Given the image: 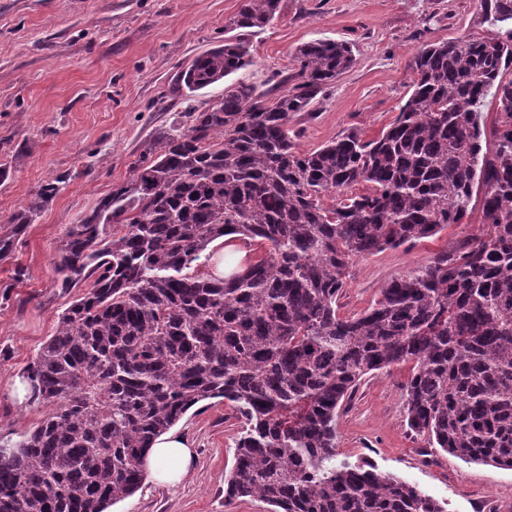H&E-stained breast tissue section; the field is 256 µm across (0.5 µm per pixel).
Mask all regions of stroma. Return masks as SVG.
<instances>
[{"label":"stroma","instance_id":"stroma-1","mask_svg":"<svg viewBox=\"0 0 512 512\" xmlns=\"http://www.w3.org/2000/svg\"><path fill=\"white\" fill-rule=\"evenodd\" d=\"M243 0H0V225L27 208L41 185L59 179L45 204L0 260V442L33 431L46 413L7 390L26 375L79 296L62 285L56 261L69 225L126 181L145 145L183 111L177 77L224 41ZM490 26L478 0H280L267 27L248 35L253 63L237 77L275 97L296 74L291 55L313 40L355 47V65L307 111L291 113L298 151L355 130L377 137L408 99L410 69L431 42L506 32ZM476 224L356 260L340 296L344 315L365 311L392 279L426 264ZM411 374L395 364L362 380L336 421V459L367 461L415 485L447 512H512V469L424 451L406 425ZM242 421L227 404L205 401L176 428L193 460L176 486L143 483L111 512H270L257 499L224 500Z\"/></svg>","mask_w":512,"mask_h":512}]
</instances>
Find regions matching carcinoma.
Segmentation results:
<instances>
[{"instance_id": "obj_1", "label": "carcinoma", "mask_w": 512, "mask_h": 512, "mask_svg": "<svg viewBox=\"0 0 512 512\" xmlns=\"http://www.w3.org/2000/svg\"><path fill=\"white\" fill-rule=\"evenodd\" d=\"M280 0H244L226 24L262 29ZM492 26L512 0H481ZM297 83L269 98L226 38L184 72L182 128L158 135L132 178L68 227L62 287L89 283L28 371L48 411L0 456V512H107L145 480L153 441L207 400L243 419L224 497L271 512H445L369 462L336 465V419L362 379L412 362L408 430L465 462L512 469V30L425 45L390 127L297 151L303 112L352 67L351 45L296 49ZM499 110L482 118L487 96ZM365 186L358 193L357 185ZM58 191L0 228V259ZM479 212L480 233L393 279L365 311L339 313L346 271ZM237 235L263 249L228 278L206 250Z\"/></svg>"}]
</instances>
